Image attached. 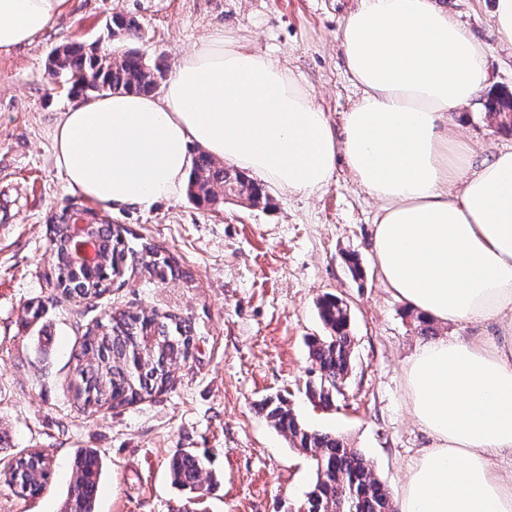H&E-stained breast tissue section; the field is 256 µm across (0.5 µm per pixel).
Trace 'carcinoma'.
Wrapping results in <instances>:
<instances>
[{
    "label": "carcinoma",
    "mask_w": 512,
    "mask_h": 512,
    "mask_svg": "<svg viewBox=\"0 0 512 512\" xmlns=\"http://www.w3.org/2000/svg\"><path fill=\"white\" fill-rule=\"evenodd\" d=\"M112 34L136 43L142 39L140 22L122 14L109 22ZM51 79L62 84L70 94L83 92L150 94L164 80L166 70L158 62L148 65L141 52L128 48L115 58L106 57L81 43L65 48L63 60L49 70ZM489 115L501 126L512 128V95L487 103ZM187 195L201 204H215L226 198H246L252 205L268 202L262 184L248 172L218 166L211 156L199 153L191 163ZM106 259L100 273L90 282L78 284L67 262L68 226H53L52 251L58 257L55 280L63 294L75 292L89 302L101 296L119 265L132 248L112 225H96ZM318 316L327 335L312 337L307 342L308 354L315 367L316 378L306 385L309 398L329 408L341 394L337 387L352 368L351 320L344 300L326 295L317 303ZM193 336L184 320L155 312L115 311L107 323L84 336L76 353L74 396L83 406L119 407L133 404L171 383V367L187 361L192 352ZM272 426L288 438L294 448L310 459L316 470V481L305 493L301 512H396L390 492L375 476L363 455L348 447L334 433L305 425L288 400L267 397L257 404ZM174 484L195 488L205 470L202 459L189 451L175 457L169 466ZM103 460L96 448H83L73 460L76 480L68 491L64 512H95ZM11 474L9 487L22 499L34 498L46 487L51 477L48 457L31 449L11 457L3 474Z\"/></svg>",
    "instance_id": "1"
}]
</instances>
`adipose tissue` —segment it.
<instances>
[{"mask_svg": "<svg viewBox=\"0 0 512 512\" xmlns=\"http://www.w3.org/2000/svg\"><path fill=\"white\" fill-rule=\"evenodd\" d=\"M65 4L0 0V49L32 42ZM339 40L361 90L342 134L277 60L218 29L161 96L69 105L55 164L69 189L120 209L181 191L195 145L306 195L345 157L381 203L372 246L384 284L432 321L496 327L430 338L409 359L408 408L431 445L408 469L399 512H512V149L472 167L448 119L484 89V50L431 0H360Z\"/></svg>", "mask_w": 512, "mask_h": 512, "instance_id": "obj_1", "label": "adipose tissue"}]
</instances>
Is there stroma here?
Wrapping results in <instances>:
<instances>
[{"label": "stroma", "instance_id": "1", "mask_svg": "<svg viewBox=\"0 0 512 512\" xmlns=\"http://www.w3.org/2000/svg\"><path fill=\"white\" fill-rule=\"evenodd\" d=\"M359 0H67L59 21L28 46L0 50V464L35 448L54 481L38 498L0 485V512H60L78 450L105 462L97 512H296L315 481L310 461L256 405L288 398L309 427L342 435L389 492L429 440L406 406L404 365L422 338L406 305L383 284L372 249L379 203L338 160L316 194L267 185V208L186 193L118 210L69 190L55 164L52 130L74 98L46 74L51 53L74 42L118 49L107 25L136 16L138 47L175 67L211 31L224 29L285 67L320 105L334 131L359 96L338 35ZM480 43L487 91L512 90V50L492 23L494 0H433ZM474 149L472 164L512 146L482 102L451 113ZM81 214L109 224L154 257L127 259L122 275L88 303L53 290L51 227ZM356 254L363 276L344 258ZM344 299L354 336L352 369L335 406L310 401L307 340L324 333L317 302ZM42 303L39 319L27 306ZM156 311L187 321L191 358L168 388L131 405L74 403V355L86 332L119 310ZM192 451L213 477L189 491L169 465Z\"/></svg>", "mask_w": 512, "mask_h": 512}]
</instances>
